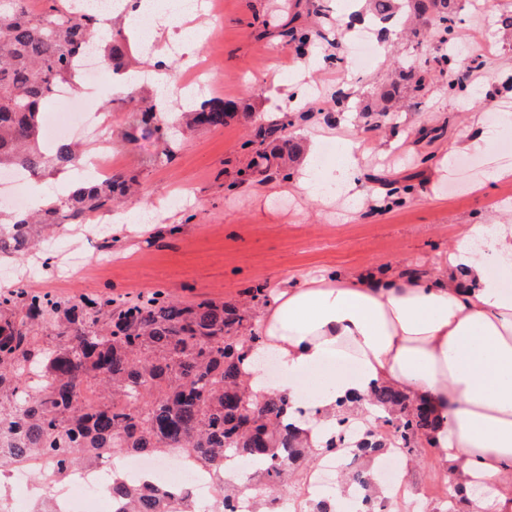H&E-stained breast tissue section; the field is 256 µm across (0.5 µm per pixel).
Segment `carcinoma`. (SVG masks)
<instances>
[{"label": "carcinoma", "instance_id": "cac0c4a2", "mask_svg": "<svg viewBox=\"0 0 512 512\" xmlns=\"http://www.w3.org/2000/svg\"><path fill=\"white\" fill-rule=\"evenodd\" d=\"M28 0H0V169L22 168L45 177L72 168L82 153L59 143L48 155L41 150L43 113L61 84L75 85L76 57L94 49L100 28L111 19L94 12L74 13L70 0H50L34 13ZM382 21L408 14L433 22L439 43L453 42L458 27L454 0H372ZM284 35L304 51L325 39L319 29L291 28ZM116 31L103 41L102 55L112 72L125 68V45ZM427 71L413 66L394 72L378 87L363 111L386 119L401 98L425 88ZM140 118L132 131L158 134L161 149L154 162L169 161L178 140L169 131L186 123L219 128L249 109L244 100L199 98L161 120L163 107L153 98L139 100ZM293 121L259 125L245 142L252 156L240 171V183L262 176L288 175L303 152V141L286 133ZM134 179L122 173L98 181H81L36 215L0 211V256L28 251L32 239L62 224H83L112 201L132 193ZM249 302L227 304L203 299L178 300L156 290L135 297L87 296L79 300L35 289L0 292V466L43 465L60 476L76 464L106 453L185 456L208 469L220 512L243 496L224 484L221 467L228 458L259 464L248 472L254 485L248 496L254 512H274L284 501L282 479L290 471L306 475L311 458L304 432L284 422L286 393L254 399L243 381L242 364L260 336L254 309L269 300L268 289H248ZM367 404L376 430L354 437L348 478L358 487L361 512H386L371 468L361 463L392 448L409 456L429 439L430 413L405 393L374 388ZM170 494L127 482L112 483L120 512H195L190 496L175 510ZM467 494L448 486L441 512H456Z\"/></svg>", "mask_w": 512, "mask_h": 512}]
</instances>
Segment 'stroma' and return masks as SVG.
Returning a JSON list of instances; mask_svg holds the SVG:
<instances>
[{"mask_svg":"<svg viewBox=\"0 0 512 512\" xmlns=\"http://www.w3.org/2000/svg\"><path fill=\"white\" fill-rule=\"evenodd\" d=\"M309 2L224 0L222 16L198 13L194 23L204 40L194 62L216 97L248 100L250 113L221 128L185 131L177 153L160 165L152 161L156 137L134 143L124 137L134 104L112 109L104 141L85 140L84 148L109 150L119 171L137 178L139 194L120 208L102 209L101 223L81 225L79 232L62 225L35 254L0 263V278L72 297H133L165 289L185 302H237L256 285L273 291L283 279L323 269L431 271L462 225L512 220V180L488 178V163L502 158L499 143L512 140V125H496L483 150L445 153L471 128L473 115L494 125L499 108L512 105L504 88L512 77V29L499 20L500 12L512 11V0H488L481 10L474 0H457L461 40L483 62L481 75L463 93L450 89L451 74L436 73V42L426 34L406 36L399 24L359 71L351 66L348 38L336 49L317 41L299 55L285 35L288 26L328 28L340 9V0H324L330 13L318 18L308 14ZM332 52L342 58L341 67L324 63ZM401 62L434 70L435 76L417 106L404 107L375 128L360 107ZM292 81L305 88L300 104L270 112V101L287 95ZM339 90L346 94L340 108L333 101ZM279 114L292 119L302 137L362 148L357 176L367 194L363 206H353L341 191L325 204L294 194L270 197L264 184L238 183L237 171L248 161L244 142ZM443 157L448 175L441 179L433 166ZM184 186L192 190L190 199L172 205L171 195ZM173 224L181 232L170 233ZM418 455L400 465L403 512H436L439 499L427 496L438 480L435 451L422 448Z\"/></svg>","mask_w":512,"mask_h":512,"instance_id":"obj_1","label":"stroma"}]
</instances>
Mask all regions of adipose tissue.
<instances>
[{"label": "adipose tissue", "mask_w": 512, "mask_h": 512, "mask_svg": "<svg viewBox=\"0 0 512 512\" xmlns=\"http://www.w3.org/2000/svg\"><path fill=\"white\" fill-rule=\"evenodd\" d=\"M180 0L145 5L158 35L190 38ZM364 198L352 165L314 174L301 163L275 193L329 201L338 188ZM512 223L467 224L435 273L338 270L284 282L257 323L260 348L285 376L286 421L304 430L314 454L336 424L340 401L388 385L429 408L438 477L495 488L494 512H512ZM473 500L472 512H484Z\"/></svg>", "instance_id": "1"}]
</instances>
